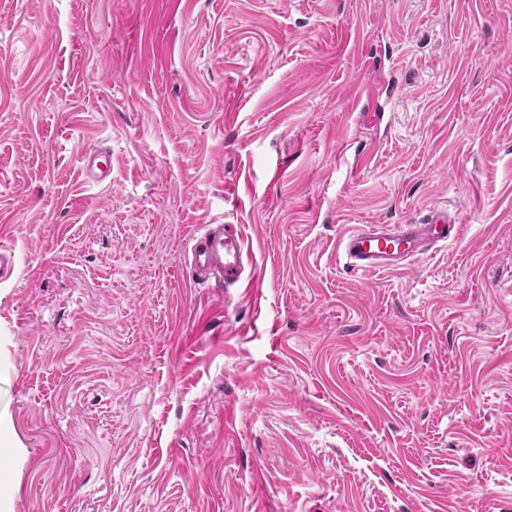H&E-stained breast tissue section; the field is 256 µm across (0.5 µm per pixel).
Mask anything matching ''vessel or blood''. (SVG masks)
Returning <instances> with one entry per match:
<instances>
[{"instance_id":"1","label":"vessel or blood","mask_w":512,"mask_h":512,"mask_svg":"<svg viewBox=\"0 0 512 512\" xmlns=\"http://www.w3.org/2000/svg\"><path fill=\"white\" fill-rule=\"evenodd\" d=\"M81 172L88 183L112 181L109 148L86 151ZM461 226L447 210L436 208L417 224H374L344 233L338 250L350 272L366 275L405 269L411 261L434 247L457 239ZM245 242L239 230L227 224H207L190 238L189 267L194 280L220 287L241 285L246 280Z\"/></svg>"}]
</instances>
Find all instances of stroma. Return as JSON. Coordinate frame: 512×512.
Instances as JSON below:
<instances>
[{"label": "stroma", "mask_w": 512, "mask_h": 512, "mask_svg": "<svg viewBox=\"0 0 512 512\" xmlns=\"http://www.w3.org/2000/svg\"><path fill=\"white\" fill-rule=\"evenodd\" d=\"M0 248V512H512V0H0ZM81 172L91 184L112 183V152L107 147L97 146L84 153L81 160ZM461 224L448 210L434 208L419 224H373L344 233L338 252L356 275L405 269L434 247L457 239ZM246 255L244 238L230 224H207L191 235L189 267L201 284L213 280L218 287L228 288L251 282L255 274L245 275Z\"/></svg>", "instance_id": "obj_1"}]
</instances>
